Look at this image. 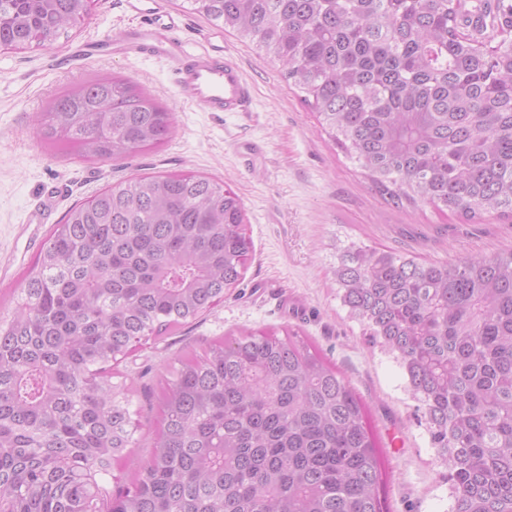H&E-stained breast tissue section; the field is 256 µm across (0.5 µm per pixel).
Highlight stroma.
Segmentation results:
<instances>
[{
  "instance_id": "1",
  "label": "stroma",
  "mask_w": 512,
  "mask_h": 512,
  "mask_svg": "<svg viewBox=\"0 0 512 512\" xmlns=\"http://www.w3.org/2000/svg\"><path fill=\"white\" fill-rule=\"evenodd\" d=\"M121 0H95L88 16L51 47L0 50V310L14 307L20 274L75 203L134 176L194 172L223 183L242 200L252 250L243 280L196 325L144 345L119 363L135 376L133 408L143 425L122 487L153 448L159 380L175 355L217 336L299 328L335 364L368 411L382 445L388 512H448L443 467L427 424L393 354L368 342L362 324L337 295L336 255L349 242L390 249L423 261L512 249V222L464 224L432 207L387 204L358 166L316 129V121L285 82L280 66L252 44L184 9V0H157L182 16L181 34L218 47L254 86L249 111L213 113L188 100L162 62L134 54L69 60L77 44L116 38L141 17ZM138 81L175 120L168 140L125 160L88 162L53 154L35 135L34 120L64 87L95 75Z\"/></svg>"
}]
</instances>
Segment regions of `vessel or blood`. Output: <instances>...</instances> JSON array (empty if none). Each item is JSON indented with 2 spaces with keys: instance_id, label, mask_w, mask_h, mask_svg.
<instances>
[{
  "instance_id": "obj_1",
  "label": "vessel or blood",
  "mask_w": 512,
  "mask_h": 512,
  "mask_svg": "<svg viewBox=\"0 0 512 512\" xmlns=\"http://www.w3.org/2000/svg\"><path fill=\"white\" fill-rule=\"evenodd\" d=\"M127 7L142 15L141 24L120 40L90 42L88 56L136 52L171 64L175 82L190 100L209 112L248 111L254 96L241 67L224 52L193 49L178 34L181 18L158 7L156 0H126Z\"/></svg>"
}]
</instances>
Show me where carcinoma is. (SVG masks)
Returning <instances> with one entry per match:
<instances>
[{"label": "carcinoma", "mask_w": 512, "mask_h": 512, "mask_svg": "<svg viewBox=\"0 0 512 512\" xmlns=\"http://www.w3.org/2000/svg\"><path fill=\"white\" fill-rule=\"evenodd\" d=\"M278 63L388 202L512 218V0H186ZM86 0H0V48L47 46ZM173 114L136 81L58 93L43 141L87 161L163 144ZM240 197L197 174L72 206L0 313V512H386L365 405L299 330L177 358L130 485L132 388L114 366L211 310L250 250ZM349 315L392 353L447 470L449 512H512V251L419 262L352 243Z\"/></svg>", "instance_id": "cac0c4a2"}]
</instances>
